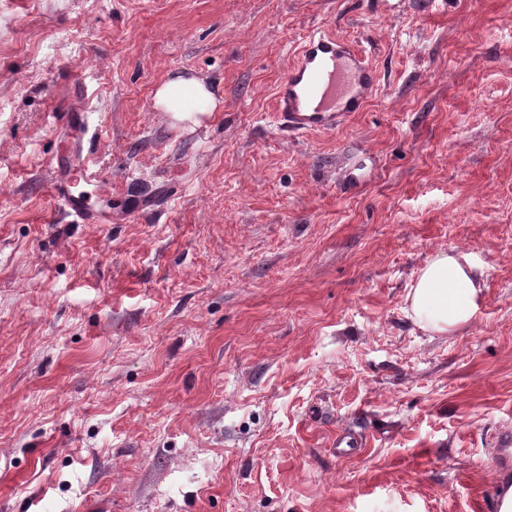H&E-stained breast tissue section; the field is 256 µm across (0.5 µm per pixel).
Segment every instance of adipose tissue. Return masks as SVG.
<instances>
[{
	"label": "adipose tissue",
	"mask_w": 512,
	"mask_h": 512,
	"mask_svg": "<svg viewBox=\"0 0 512 512\" xmlns=\"http://www.w3.org/2000/svg\"><path fill=\"white\" fill-rule=\"evenodd\" d=\"M222 100L204 80L179 73L169 75L155 90L153 104L172 125H201ZM485 268L469 254L442 252L417 274L407 299L412 318L423 328L446 333L465 325L479 307Z\"/></svg>",
	"instance_id": "ef3b65f1"
}]
</instances>
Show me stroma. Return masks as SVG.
<instances>
[{"mask_svg": "<svg viewBox=\"0 0 512 512\" xmlns=\"http://www.w3.org/2000/svg\"><path fill=\"white\" fill-rule=\"evenodd\" d=\"M316 29L377 90L286 138ZM80 109L108 224L52 195ZM441 252L486 268L450 334L408 313ZM508 427L512 0H0V512H478ZM153 104L158 112H165L172 126H199L202 117L208 118L218 110L222 99L204 80L174 73L156 88Z\"/></svg>", "mask_w": 512, "mask_h": 512, "instance_id": "1", "label": "stroma"}]
</instances>
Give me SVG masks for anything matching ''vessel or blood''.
I'll use <instances>...</instances> for the list:
<instances>
[{
    "label": "vessel or blood",
    "instance_id": "obj_1",
    "mask_svg": "<svg viewBox=\"0 0 512 512\" xmlns=\"http://www.w3.org/2000/svg\"><path fill=\"white\" fill-rule=\"evenodd\" d=\"M378 82L364 51L340 38L315 31L297 49L296 59L275 93L276 128L286 136L332 131L374 94ZM95 172L75 156L68 175L54 181L53 191L63 209L79 224H107L111 217L91 204L74 183L94 181ZM501 450L500 477L490 488L487 512H512V430L496 435Z\"/></svg>",
    "mask_w": 512,
    "mask_h": 512
}]
</instances>
